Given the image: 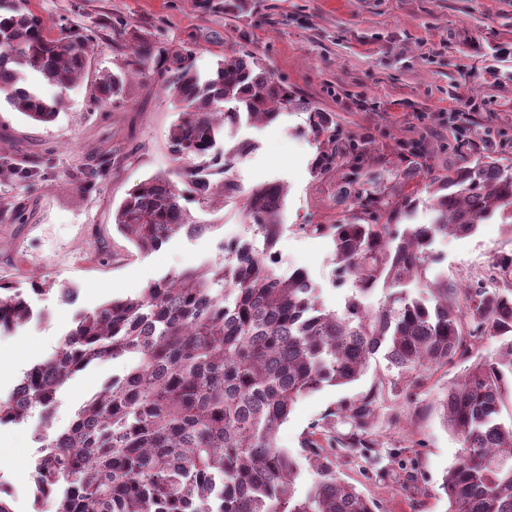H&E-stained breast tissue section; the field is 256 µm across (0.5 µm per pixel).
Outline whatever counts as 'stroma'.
Returning <instances> with one entry per match:
<instances>
[{
    "label": "stroma",
    "mask_w": 512,
    "mask_h": 512,
    "mask_svg": "<svg viewBox=\"0 0 512 512\" xmlns=\"http://www.w3.org/2000/svg\"><path fill=\"white\" fill-rule=\"evenodd\" d=\"M31 9L50 21L80 24L122 16L160 40L193 46L200 68L219 53L249 48L274 77L315 107L333 113L345 133L371 138L390 164L400 161L399 144L421 140L441 167L461 165L484 140L512 160V0H260L258 13L234 18L206 11L197 0H30ZM176 114L152 77L135 78L124 106L109 112L95 106L86 89L69 93L56 121L38 124L0 100V147L14 162L42 159L29 180L0 181V207L18 203L24 219L0 224V283L27 289L41 325L0 331V363L30 368L59 347L75 315L115 297L137 296L162 276L220 262L224 243L252 237L238 204L188 208L209 230L198 237L178 235L159 250L142 253L121 235L112 213L135 184L157 173L177 174L168 148ZM305 115L293 112L277 125L241 128L255 143L230 174L241 189L278 181L286 184L283 224L275 245L282 272L306 269L331 310H343L351 284H338L330 239L305 234L306 224H331L342 211L336 167L314 176L318 145L301 134ZM108 170L96 169L100 155ZM91 172L82 182L72 173ZM431 250L432 274L466 284L481 280L503 287L490 265L497 253L512 252V235L492 220L467 238L439 236ZM75 292L74 302L61 297ZM133 360L109 359L77 373L60 390L53 426L62 430L79 408ZM464 368L456 363L436 372L413 396L394 391L383 353H375L359 380L327 387L300 398L277 431V444L298 461L304 441L323 422L337 434L350 430L341 411L370 391L378 393L372 448H333L330 458L341 479L378 505L377 512H446L438 486L461 454L459 442L442 423L438 403ZM43 417L0 426L6 465L0 481L10 490L13 512H55L53 501L33 503L35 432ZM314 480L305 467L296 483L304 494Z\"/></svg>",
    "instance_id": "1"
}]
</instances>
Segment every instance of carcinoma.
<instances>
[{"label": "carcinoma", "instance_id": "obj_1", "mask_svg": "<svg viewBox=\"0 0 512 512\" xmlns=\"http://www.w3.org/2000/svg\"><path fill=\"white\" fill-rule=\"evenodd\" d=\"M238 17L254 0H203ZM99 25H49L27 0H0V98L35 123H50L66 95L81 85L100 105L128 101L129 81L151 69L177 111L169 150L198 204L218 208L240 200L245 223L263 248L240 240L224 245V262L171 273L140 295L112 299L80 314L49 357L18 384L22 398L0 401V424L19 423L36 409L48 412L66 382L90 364L124 356L137 362L97 392L71 425L39 437L35 491L54 500L55 512H375V504L336 477L323 448H366L377 395L344 407L354 430L336 436L324 423L304 441L316 474L303 496L295 493L299 463L276 442V432L304 395L358 380L371 355L385 351L398 369L394 385L410 392L455 359L470 362L440 400L443 422L462 453L440 489L446 512H512V420L501 417L512 391V286L461 285L425 277L438 235L466 237L499 216L512 233V164L491 149L462 165L439 169L420 148L404 161L427 174L428 196L405 190L410 174L386 169L370 143L336 132L328 112L298 97L248 49L198 66L197 50L159 42L121 19L112 32L129 48L117 70L94 68ZM54 89L50 96L39 85ZM289 112L306 114L303 134L319 145L311 164L320 176L345 162L336 194L350 203L334 224L302 230L332 238L339 284L355 295L343 312L327 309L304 269L279 275L269 258L276 243L287 188L264 183L241 194L226 177L253 149L236 139L242 125L264 128ZM224 141V149L218 142ZM26 167L0 162V180L25 178ZM185 191L166 174L131 187L113 213L116 229L142 252L178 234L199 236ZM425 204L429 224L409 220ZM492 267L512 280V253ZM387 300L368 308L362 298L377 287ZM430 298H425L424 294ZM27 292L0 285V328L29 316ZM499 343L492 356L473 353Z\"/></svg>", "mask_w": 512, "mask_h": 512}]
</instances>
